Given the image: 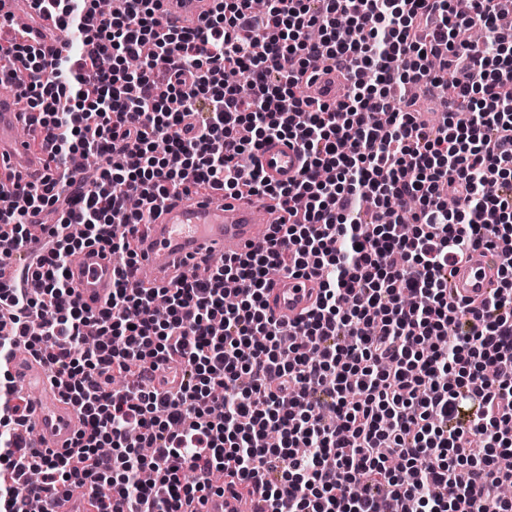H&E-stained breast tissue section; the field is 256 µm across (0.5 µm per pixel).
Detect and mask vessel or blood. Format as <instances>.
<instances>
[{
	"mask_svg": "<svg viewBox=\"0 0 512 512\" xmlns=\"http://www.w3.org/2000/svg\"><path fill=\"white\" fill-rule=\"evenodd\" d=\"M213 0H159L158 12L170 28H192L210 14ZM31 42H47L57 51L65 50L67 39L52 19H44L32 32ZM309 88L312 98L332 103L341 86L333 70L318 64ZM24 100L16 95L0 98V198L13 199L17 193L16 173L25 169L35 175L45 172L47 156L36 148L34 139H46L43 129L26 125ZM264 176L275 184L298 178L303 157L296 143L274 139L256 156ZM287 214L267 207L260 197L206 196L170 199L152 223L140 225L136 234L137 256L130 271L136 287H166L179 275L192 271L198 263L216 265L224 258L264 245L272 225L282 223ZM505 261L502 252L473 255L460 264L449 280L453 297L483 299L496 287V269ZM113 263L104 251L92 248L74 256L69 280L75 299L84 307L100 308L112 295ZM318 282L309 276L281 274L266 295L270 315L293 320L313 305ZM10 370L27 392L28 419L35 428L40 448L64 451L71 448L83 427L76 407L51 384L43 362L28 356L12 361ZM267 503L258 499L211 494L202 512H268ZM49 512H90L91 495L86 487L70 486L55 494Z\"/></svg>",
	"mask_w": 512,
	"mask_h": 512,
	"instance_id": "obj_1",
	"label": "vessel or blood"
}]
</instances>
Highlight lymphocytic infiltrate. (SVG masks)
<instances>
[{"instance_id": "obj_1", "label": "lymphocytic infiltrate", "mask_w": 512, "mask_h": 512, "mask_svg": "<svg viewBox=\"0 0 512 512\" xmlns=\"http://www.w3.org/2000/svg\"><path fill=\"white\" fill-rule=\"evenodd\" d=\"M77 36L65 53L0 21V84L28 71L46 175L0 211V512L72 484L114 481L135 512H198L233 486L288 512H512V26L497 0H216L198 30L164 28L156 0H34ZM481 24L483 44L468 30ZM154 53L125 67L143 43ZM333 60L349 93L312 105L303 80ZM250 71L241 95L227 68ZM453 83H446V76ZM448 89L441 124L389 111L395 91ZM295 141L297 180L252 160ZM102 159L94 184L69 165ZM264 195L288 211L266 245L208 278L134 288L127 269L90 311L66 271L88 248L135 256L130 236L172 197ZM505 245L497 292L448 294L469 251ZM318 278L292 327L268 315L271 269ZM237 282L236 304L224 284ZM40 358L77 406L72 449L20 432L28 401L6 364ZM177 366L178 390L148 388Z\"/></svg>"}]
</instances>
